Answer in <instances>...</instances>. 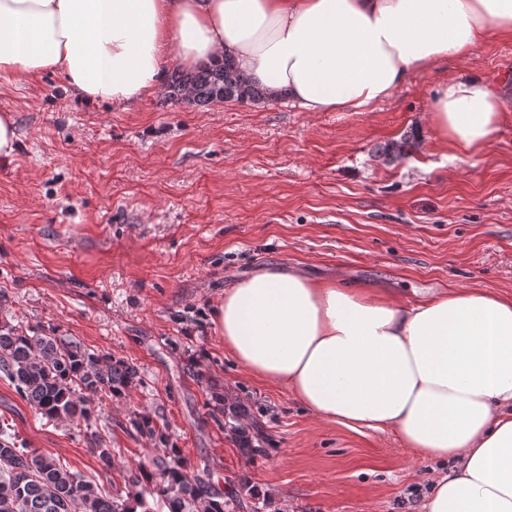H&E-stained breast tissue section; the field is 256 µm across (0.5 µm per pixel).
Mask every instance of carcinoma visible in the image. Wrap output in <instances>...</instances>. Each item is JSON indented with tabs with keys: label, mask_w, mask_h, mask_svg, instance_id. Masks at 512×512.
<instances>
[{
	"label": "carcinoma",
	"mask_w": 512,
	"mask_h": 512,
	"mask_svg": "<svg viewBox=\"0 0 512 512\" xmlns=\"http://www.w3.org/2000/svg\"><path fill=\"white\" fill-rule=\"evenodd\" d=\"M190 101L209 104L266 99L264 89L235 62L205 65L192 72L176 70L167 86V98L179 102L184 91ZM0 376L14 385L30 407L48 419L89 422L91 411L80 392L102 398L120 397L135 384L136 367L130 362L89 352L81 343H61L55 336H29L4 323L0 325ZM224 424L238 432L240 450L259 455L253 436L239 423L245 409L221 394ZM132 432L165 446L151 472H132L124 480L126 494L111 493L53 454L17 446L16 437L0 426V512H224L223 490L199 474H191L167 435L148 416L129 421Z\"/></svg>",
	"instance_id": "carcinoma-1"
}]
</instances>
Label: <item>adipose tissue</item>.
I'll list each match as a JSON object with an SVG mask.
<instances>
[{"mask_svg":"<svg viewBox=\"0 0 512 512\" xmlns=\"http://www.w3.org/2000/svg\"><path fill=\"white\" fill-rule=\"evenodd\" d=\"M493 34L512 39V0H0V76L58 73L120 105L160 92L170 55L188 68L229 57L270 100L366 112ZM505 118L489 82L452 77L426 124L471 156ZM213 323L251 377L318 420L460 461L424 512H512V296L458 288L410 303L268 269L225 290Z\"/></svg>","mask_w":512,"mask_h":512,"instance_id":"obj_1","label":"adipose tissue"}]
</instances>
